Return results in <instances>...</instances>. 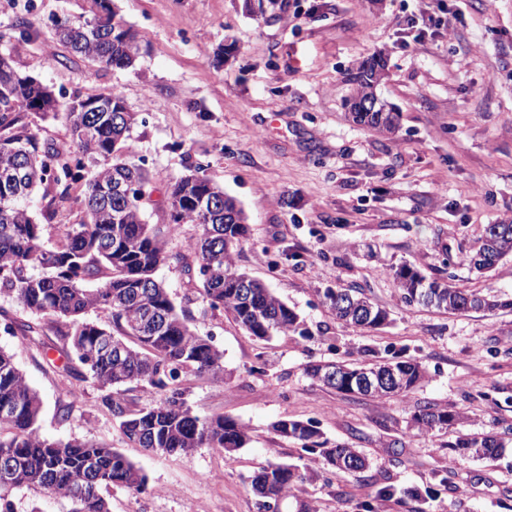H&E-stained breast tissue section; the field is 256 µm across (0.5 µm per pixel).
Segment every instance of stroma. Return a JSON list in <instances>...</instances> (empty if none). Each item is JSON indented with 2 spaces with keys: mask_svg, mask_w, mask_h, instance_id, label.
Masks as SVG:
<instances>
[{
  "mask_svg": "<svg viewBox=\"0 0 512 512\" xmlns=\"http://www.w3.org/2000/svg\"><path fill=\"white\" fill-rule=\"evenodd\" d=\"M90 0H0V54L52 87L57 114L33 112L40 141H69L73 97L122 95L138 121L128 144L150 172L143 202L148 223L169 221L164 197L173 179L199 170L242 205L250 227L238 266L265 281L305 321L308 337L261 341L195 298L182 257L195 230L169 243L157 276L176 302L192 297L196 330L224 351V374L189 376L186 398L202 416L246 425L250 442L233 454L199 448L158 455L126 441L92 380L68 374L52 346L56 318L43 320L49 352L4 332L26 318L0 298V348L43 401L42 433L90 438L140 466L145 491L105 492L112 512H259L251 479L272 462L298 469L319 463L272 425L315 421L329 443H348L371 460L362 474L336 470L298 485L279 512H411L412 501L378 499L380 488L429 490L427 512H505L512 447L496 460H453L457 431L500 434L512 428V309L463 315L409 305L394 271L409 264L457 286L512 297V256L480 274L464 263L485 225L512 218V0H442V27L419 21L421 0H288L282 19L266 21L257 0H113L135 31L139 56L128 69L106 68L54 37L57 21L92 20ZM383 54L378 96L396 106L399 126L385 136L347 117V75ZM56 184L32 196L33 213L51 211L46 237L58 241L79 223L82 184L66 207L49 210ZM352 288L389 313L363 330L342 324L322 303L328 288ZM403 355L424 379L405 397L343 395L313 383L307 363H349ZM76 385L72 416L58 403ZM432 402L465 415L460 428L418 432L409 422Z\"/></svg>",
  "mask_w": 512,
  "mask_h": 512,
  "instance_id": "1",
  "label": "stroma"
}]
</instances>
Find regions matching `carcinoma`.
I'll return each instance as SVG.
<instances>
[{
	"label": "carcinoma",
	"mask_w": 512,
	"mask_h": 512,
	"mask_svg": "<svg viewBox=\"0 0 512 512\" xmlns=\"http://www.w3.org/2000/svg\"><path fill=\"white\" fill-rule=\"evenodd\" d=\"M103 11L93 25L72 26L55 34L61 45L107 67L134 65L139 47L135 33L125 28L105 0H94ZM385 58L377 55L351 74L354 85L347 100L352 121L383 135L398 128L399 113L380 102L376 87L384 76ZM12 60L0 54V296L10 298L32 317L64 320L57 327L61 351L107 391L102 405L112 414L123 437L138 447L159 454H186L196 448H217L231 454L250 441L248 428L224 416L202 418L185 399L182 378L224 372V352L209 336L193 327L191 312L177 305L155 273L168 258V237L191 224L198 230L189 240L184 269L197 279L199 294L213 311L230 316L250 335L267 340L276 334L305 336L299 315L265 284L242 271L236 256L249 228L237 200L209 179L196 173L177 178L165 204L171 222H146L141 202L148 193L143 164L130 160L123 144L137 120L125 111L124 98L115 92L100 94L108 112H69L70 141L61 147L38 144L29 130L30 108L41 102L55 110L52 91L41 82L16 79ZM82 182L85 218L71 224L61 240L45 244L47 225L39 222L27 200L33 189L47 182ZM129 190L112 193L115 185ZM512 254V219L489 224L482 244L464 261L478 272L489 271ZM405 303L464 314L471 310L512 308V299L482 296L458 288L445 278H431L403 265L395 271ZM95 280L94 289L84 287ZM324 304L336 319L365 329H377L386 310L361 292L328 288ZM98 313L96 319L88 317ZM4 332L19 334L28 344L45 350L43 326L31 321L11 322ZM396 374V381L371 388L357 387L364 374ZM313 382L338 393L376 399L404 396L422 379L415 359L399 356L383 362L350 365L325 361L305 366ZM149 388L158 399L133 409L126 394ZM0 456L10 460L11 477L0 478V491L27 487L67 501L68 512H110L104 487L119 485L140 493L147 477L123 453L92 439L55 441L40 432L42 401L17 367L14 355L0 349ZM463 413L433 404L418 407L413 424L419 430L447 429L463 422ZM275 433L321 457L341 471L361 473L369 461L359 449L338 443L327 447L315 423L279 420ZM459 458L495 459L505 439L466 432L448 443ZM318 477L315 470L298 472L270 463L255 473L251 489L259 509L287 498L299 484Z\"/></svg>",
	"instance_id": "obj_1"
}]
</instances>
